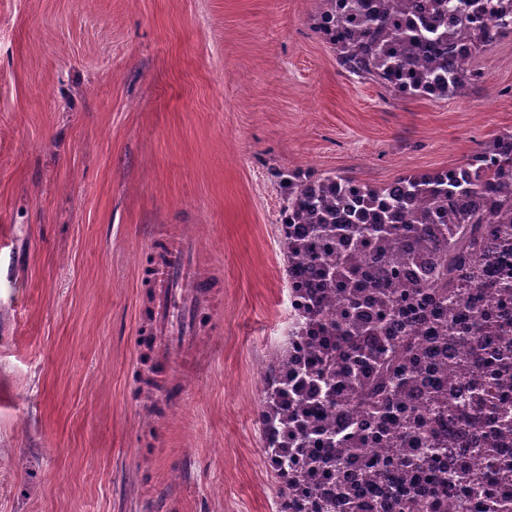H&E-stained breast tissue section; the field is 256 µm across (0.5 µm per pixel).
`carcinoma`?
<instances>
[{
  "label": "carcinoma",
  "instance_id": "obj_1",
  "mask_svg": "<svg viewBox=\"0 0 512 512\" xmlns=\"http://www.w3.org/2000/svg\"><path fill=\"white\" fill-rule=\"evenodd\" d=\"M316 17L331 33L348 26L353 36L336 45L337 64L350 76L424 96L442 83L438 98H454L482 73L473 57L512 36V12L482 25L468 23V0H432L437 12L457 15L462 26L441 31L420 23L395 28L406 3L383 0L372 14L360 0H318ZM463 43L462 66L448 57L421 60L435 45ZM439 180L421 173L383 185L343 175L305 176L278 171L283 271L306 279L309 291L296 308L288 336L306 349L296 369L284 345L269 357L262 418L267 448H289L293 469L285 495L308 512H448L440 489L463 488L464 512H512V497L488 488L512 482V461L495 449L512 441V272L498 280L487 261L512 253V131L506 130ZM360 192L374 211L359 221L345 210ZM468 305L467 322L455 309ZM437 368L469 381L451 393L429 374L405 367L421 348ZM466 357L458 356V352ZM346 420L336 425V414ZM371 420L386 460L364 465L361 483L341 469L365 457L368 436L358 420ZM454 422L453 441L440 427ZM474 457L472 468L442 463L447 449Z\"/></svg>",
  "mask_w": 512,
  "mask_h": 512
}]
</instances>
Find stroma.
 <instances>
[{
    "label": "stroma",
    "mask_w": 512,
    "mask_h": 512,
    "mask_svg": "<svg viewBox=\"0 0 512 512\" xmlns=\"http://www.w3.org/2000/svg\"><path fill=\"white\" fill-rule=\"evenodd\" d=\"M316 0H0V512H280L258 430L288 328L274 169L373 185L512 130V37L452 99L346 76ZM196 249L161 358L160 249Z\"/></svg>",
    "instance_id": "obj_1"
}]
</instances>
